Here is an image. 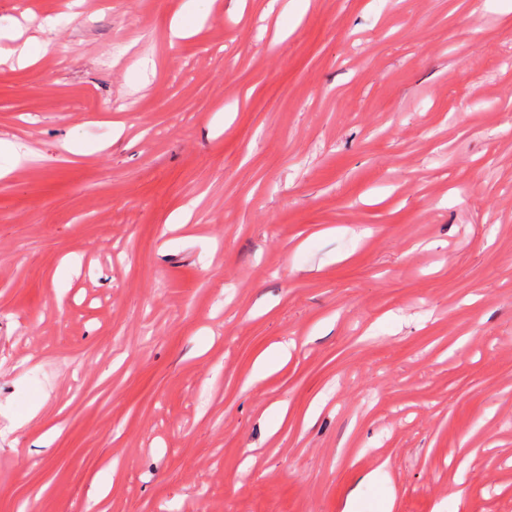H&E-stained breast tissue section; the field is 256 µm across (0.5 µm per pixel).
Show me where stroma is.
Instances as JSON below:
<instances>
[{
	"mask_svg": "<svg viewBox=\"0 0 512 512\" xmlns=\"http://www.w3.org/2000/svg\"><path fill=\"white\" fill-rule=\"evenodd\" d=\"M181 2L0 0V512H512V0ZM198 0H185L181 11L172 20L170 35L172 39L183 38L190 27L198 21ZM289 344L278 343L273 345L269 350L261 354L255 361L252 377L247 381L248 385H254L255 382L261 380L270 369L272 361H285L288 359Z\"/></svg>",
	"mask_w": 512,
	"mask_h": 512,
	"instance_id": "35a3bbf8",
	"label": "stroma"
}]
</instances>
